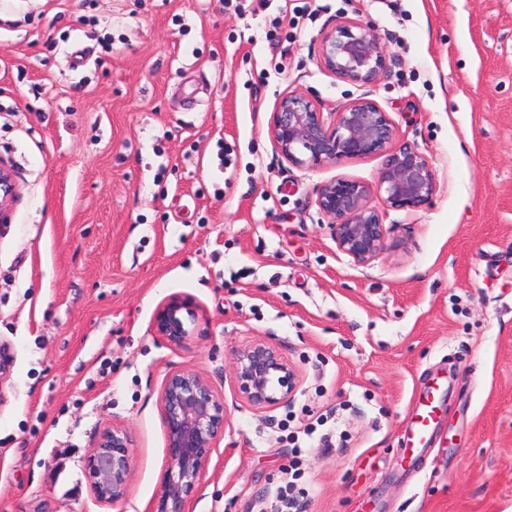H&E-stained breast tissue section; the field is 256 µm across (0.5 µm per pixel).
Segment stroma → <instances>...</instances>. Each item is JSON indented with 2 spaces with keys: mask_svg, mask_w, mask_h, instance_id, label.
<instances>
[{
  "mask_svg": "<svg viewBox=\"0 0 512 512\" xmlns=\"http://www.w3.org/2000/svg\"><path fill=\"white\" fill-rule=\"evenodd\" d=\"M375 27L367 86L320 63L337 21ZM295 91L324 113L366 97L438 172L432 202L389 210L371 265L340 252L317 187L375 183L379 156L299 167L268 125ZM0 512H149L166 466L160 392L192 369L229 425L190 512H268L289 432L340 408L341 449L304 450V512H512V0H0ZM190 298L169 348L158 305ZM277 345L287 403L239 401L232 352ZM425 448L406 444L431 386ZM132 437L126 498L85 463ZM17 193L12 166L0 158V224L10 221L12 205ZM198 311L185 297L174 296L162 302L154 315L153 333L168 346L181 347L197 330Z\"/></svg>",
  "mask_w": 512,
  "mask_h": 512,
  "instance_id": "obj_1",
  "label": "stroma"
}]
</instances>
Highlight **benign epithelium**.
Wrapping results in <instances>:
<instances>
[{
    "mask_svg": "<svg viewBox=\"0 0 512 512\" xmlns=\"http://www.w3.org/2000/svg\"><path fill=\"white\" fill-rule=\"evenodd\" d=\"M320 61L337 78L359 85L375 82L386 66L376 30L350 19L338 21L323 34ZM268 132L282 157L295 165L384 157L373 185L339 176L316 190V205L338 250L357 266L370 265L385 249L388 210L421 209L437 192L432 162L414 146H394L395 124L365 97L326 117L308 97L290 92L272 112ZM16 193L14 170L0 158V224L10 221ZM374 195L381 197L384 207L371 205ZM197 322L191 301L174 296L158 306L152 328L168 346L178 348L195 335ZM233 378L240 401L256 410L288 402L298 381L288 359L261 338L233 351ZM160 412L167 466L150 512H190V499L228 425L224 396L200 372L174 370L163 380ZM131 445V435L122 425L101 434L87 459L91 490L99 501L114 505L125 499L132 475Z\"/></svg>",
    "mask_w": 512,
    "mask_h": 512,
    "instance_id": "obj_1",
    "label": "benign epithelium"
}]
</instances>
